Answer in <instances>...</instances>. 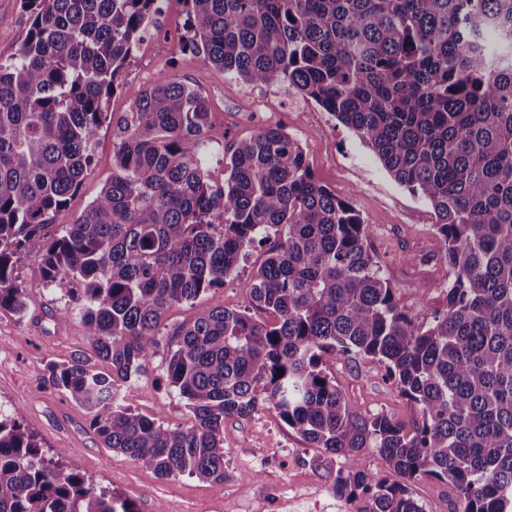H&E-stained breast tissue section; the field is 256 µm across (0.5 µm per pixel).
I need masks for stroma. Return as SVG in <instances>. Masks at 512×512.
Segmentation results:
<instances>
[{
	"label": "stroma",
	"instance_id": "35a3bbf8",
	"mask_svg": "<svg viewBox=\"0 0 512 512\" xmlns=\"http://www.w3.org/2000/svg\"><path fill=\"white\" fill-rule=\"evenodd\" d=\"M185 22L180 0H169L157 31L148 33L107 100L112 120L99 131L93 168L69 205L54 215V223H73L111 180L114 121L132 111L143 89L164 75L195 87L210 105L212 182L224 181L225 144L264 126H284L303 147L318 182L351 200L368 224L369 250L380 261L399 308L420 322L444 310L450 274L432 209L399 185L352 132L294 88L245 84L184 49ZM30 25L21 0H0V62L17 54ZM17 274L27 293V309L21 315L0 311V411L18 418L45 454L63 451L67 461L95 482L134 501L139 512H327L335 497L329 475L314 467L319 449L272 410L225 419V477L220 482L188 475L163 478L103 447L88 412L47 381L49 361L92 356L81 313L67 285L47 283L34 260L21 259ZM250 276L243 271L224 287L171 306L164 325L170 328L218 307L250 308ZM167 353V346L159 347L145 375L125 385L123 401L136 413L188 426L192 419L187 402L167 383ZM327 366L352 417L367 420L383 414L407 424L415 419V411L375 361L332 355ZM254 473L259 476L255 482L250 479ZM409 490L423 512H456L457 495L447 482L424 478L411 482Z\"/></svg>",
	"mask_w": 512,
	"mask_h": 512
}]
</instances>
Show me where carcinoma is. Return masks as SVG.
I'll use <instances>...</instances> for the list:
<instances>
[{"label":"carcinoma","mask_w":512,"mask_h":512,"mask_svg":"<svg viewBox=\"0 0 512 512\" xmlns=\"http://www.w3.org/2000/svg\"><path fill=\"white\" fill-rule=\"evenodd\" d=\"M158 0H22L0 63V310L22 314L16 268L67 282L95 356L49 362L103 446L161 477L224 481V419L272 409L313 448L330 489L368 512H423L408 482L451 484L460 512H512V0H181L184 46L249 85L288 84L348 128L433 210L446 309L400 310L352 203L318 183L281 127L205 166L207 100L160 77L113 137L112 180L52 227L93 166L105 102ZM247 311L214 308L168 333L169 386L193 423L121 403L160 344L166 310L221 288L253 251ZM367 357L417 413L352 417L325 356ZM375 448L406 483L358 468ZM344 467L336 468V459ZM0 512H138L0 417ZM0 62L18 53L31 25L21 0H0Z\"/></svg>","instance_id":"1"}]
</instances>
